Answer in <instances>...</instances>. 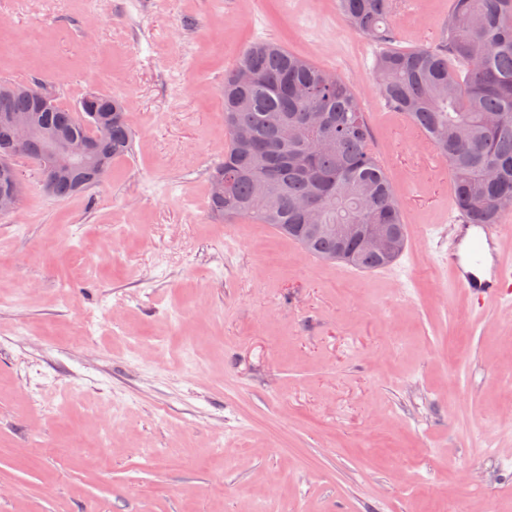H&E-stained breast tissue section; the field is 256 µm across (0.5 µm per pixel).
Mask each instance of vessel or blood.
Listing matches in <instances>:
<instances>
[{"instance_id": "1", "label": "vessel or blood", "mask_w": 512, "mask_h": 512, "mask_svg": "<svg viewBox=\"0 0 512 512\" xmlns=\"http://www.w3.org/2000/svg\"><path fill=\"white\" fill-rule=\"evenodd\" d=\"M448 284L466 294L476 306L486 300L506 301L512 294V259L498 249L503 232L499 224H471L449 213Z\"/></svg>"}]
</instances>
